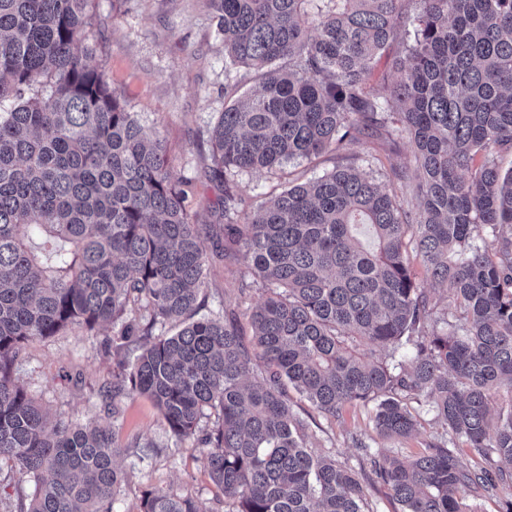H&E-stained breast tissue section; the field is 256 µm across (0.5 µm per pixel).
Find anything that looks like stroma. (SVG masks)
<instances>
[{
  "instance_id": "1",
  "label": "stroma",
  "mask_w": 512,
  "mask_h": 512,
  "mask_svg": "<svg viewBox=\"0 0 512 512\" xmlns=\"http://www.w3.org/2000/svg\"><path fill=\"white\" fill-rule=\"evenodd\" d=\"M92 20L86 43L90 65L102 69L109 82L147 132L165 139L173 180L188 183V204L194 223L202 228L209 271L201 292L202 315L234 311L243 344H250L249 315L262 300V283L253 275L243 248L224 239L223 183L213 179L209 135L224 110V40L207 0H92ZM364 167L376 176L406 163V140H367L357 147ZM330 155L284 164L272 172L244 173L236 179V194L252 210L284 187L331 170ZM126 354L117 347L112 327L97 335L69 327L57 336L30 343L15 378L52 417L78 423L108 422L121 448L126 474L112 512H141L146 491L186 494L224 512V496L201 462L202 451L176 443L157 407L141 395L123 396L117 413H108L98 395L111 382L116 362ZM293 410L307 425L312 451L358 466L357 441L410 456L443 434L442 424L427 406L410 403L419 431L399 440L380 438L370 408L346 407L339 418L319 412L298 393H291ZM139 447H130L131 439Z\"/></svg>"
}]
</instances>
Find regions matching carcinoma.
<instances>
[{"label": "carcinoma", "mask_w": 512, "mask_h": 512, "mask_svg": "<svg viewBox=\"0 0 512 512\" xmlns=\"http://www.w3.org/2000/svg\"><path fill=\"white\" fill-rule=\"evenodd\" d=\"M90 2L0 0V470L35 481L0 512H112L125 478L112 429L48 428L14 377L28 342L104 325L141 341L105 395L153 401L177 440L204 449L232 512H368L361 472L308 449L286 383L332 417L372 405L385 438L417 431L407 400L431 405L448 438L404 459L364 448L400 512H469L468 492H502L512 512V169L497 164L512 155V0H416L385 95L371 81L408 0H209L224 37L210 136L224 230L269 285L251 315L272 369L260 381L235 319L196 317L208 268L187 192L164 139L86 62ZM399 136L420 172L413 189L404 167L383 182L352 164L361 139ZM327 151L349 164L238 223L239 173ZM481 225L491 240L479 243ZM410 248L462 324L434 315ZM170 321L183 327L152 334ZM143 512L212 510L149 491Z\"/></svg>", "instance_id": "obj_1"}]
</instances>
